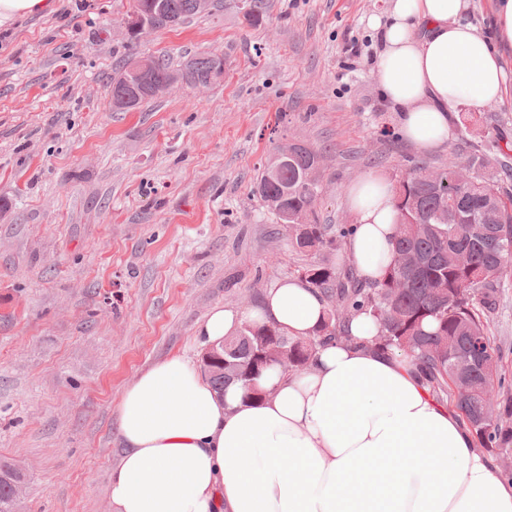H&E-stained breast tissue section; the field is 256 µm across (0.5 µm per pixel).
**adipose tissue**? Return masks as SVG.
Wrapping results in <instances>:
<instances>
[{"label": "adipose tissue", "instance_id": "obj_1", "mask_svg": "<svg viewBox=\"0 0 512 512\" xmlns=\"http://www.w3.org/2000/svg\"><path fill=\"white\" fill-rule=\"evenodd\" d=\"M467 0H390L373 17L382 49L381 96L398 133L429 152L450 136L448 113L482 108L512 90L501 51L512 45V0H491L493 31L462 22ZM355 224L346 254L367 281L382 277L400 236L395 191L379 172L346 189ZM326 304L299 278L248 310L214 308L200 346L221 345L243 323L313 336ZM350 341L328 339L301 372L265 371L257 385L217 393L195 360L175 354L121 394L124 446L109 474V512H512V484L478 448L460 416L433 398L410 358L371 347L374 317L354 315Z\"/></svg>", "mask_w": 512, "mask_h": 512}]
</instances>
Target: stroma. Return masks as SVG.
<instances>
[{
	"label": "stroma",
	"mask_w": 512,
	"mask_h": 512,
	"mask_svg": "<svg viewBox=\"0 0 512 512\" xmlns=\"http://www.w3.org/2000/svg\"><path fill=\"white\" fill-rule=\"evenodd\" d=\"M247 0L131 35L133 0H55L0 28V458L27 475L23 512H108L124 389L173 354L200 358L198 323L258 304L341 251L294 248L255 183L282 144L320 151L321 223L354 222L344 189L381 170L442 168L512 149V94L450 112L422 153L377 88L373 17L389 0ZM358 54H351L350 44ZM223 56L224 79L130 112L112 77L133 56ZM512 384V285L488 316Z\"/></svg>",
	"instance_id": "1"
}]
</instances>
